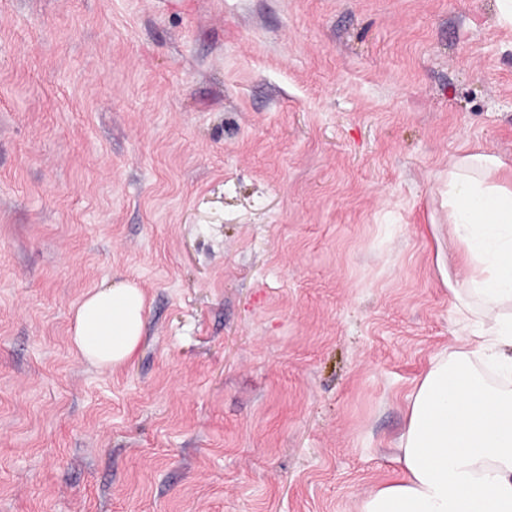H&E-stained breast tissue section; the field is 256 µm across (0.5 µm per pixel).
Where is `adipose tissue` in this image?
I'll return each instance as SVG.
<instances>
[{
  "label": "adipose tissue",
  "mask_w": 512,
  "mask_h": 512,
  "mask_svg": "<svg viewBox=\"0 0 512 512\" xmlns=\"http://www.w3.org/2000/svg\"><path fill=\"white\" fill-rule=\"evenodd\" d=\"M448 237L464 277L453 293L469 348L439 358L418 384L401 436L397 477L360 512H512V170L486 153L448 167ZM144 295L118 284L76 310L73 344L101 367L128 360L143 332Z\"/></svg>",
  "instance_id": "obj_1"
}]
</instances>
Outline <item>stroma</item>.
Here are the masks:
<instances>
[{"instance_id": "stroma-1", "label": "stroma", "mask_w": 512, "mask_h": 512, "mask_svg": "<svg viewBox=\"0 0 512 512\" xmlns=\"http://www.w3.org/2000/svg\"><path fill=\"white\" fill-rule=\"evenodd\" d=\"M466 152L512 167L495 0H0V512H359L462 334ZM144 295L130 284L91 291L76 310L73 344L100 367L128 360L143 332Z\"/></svg>"}]
</instances>
